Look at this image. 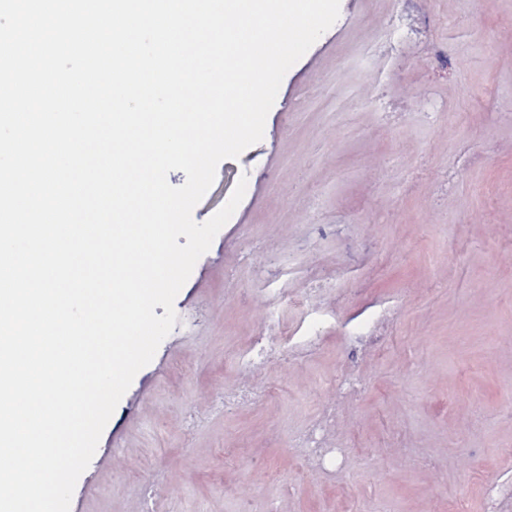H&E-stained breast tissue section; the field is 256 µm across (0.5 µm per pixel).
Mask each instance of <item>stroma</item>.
Returning a JSON list of instances; mask_svg holds the SVG:
<instances>
[{
    "label": "stroma",
    "instance_id": "obj_1",
    "mask_svg": "<svg viewBox=\"0 0 512 512\" xmlns=\"http://www.w3.org/2000/svg\"><path fill=\"white\" fill-rule=\"evenodd\" d=\"M388 0H340L286 73L260 142L222 161L195 222L245 196L177 295L178 316L135 376L80 476L70 512H512V0H419L431 40L394 52ZM303 289L334 273L289 327L324 346L253 374L274 389L231 413L230 357L268 304L252 272ZM390 309L385 341L350 358L340 323ZM365 390L336 402L338 373ZM336 404L345 449L311 471L290 436ZM196 427L192 447L182 428ZM276 480H269V473Z\"/></svg>",
    "mask_w": 512,
    "mask_h": 512
}]
</instances>
